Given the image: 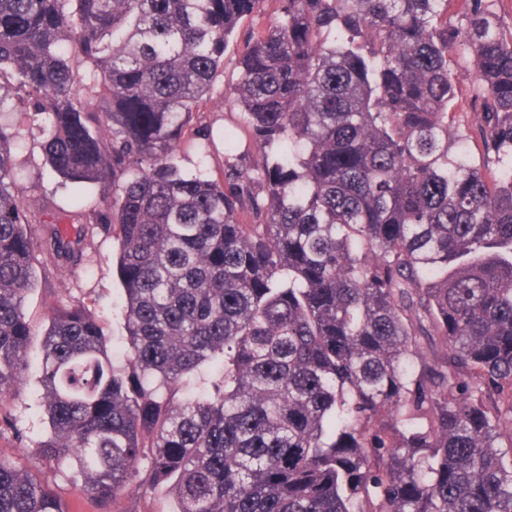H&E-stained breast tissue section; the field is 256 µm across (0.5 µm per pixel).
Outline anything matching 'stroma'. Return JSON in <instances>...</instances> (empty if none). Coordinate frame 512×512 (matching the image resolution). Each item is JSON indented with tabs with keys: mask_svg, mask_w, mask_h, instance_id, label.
I'll use <instances>...</instances> for the list:
<instances>
[{
	"mask_svg": "<svg viewBox=\"0 0 512 512\" xmlns=\"http://www.w3.org/2000/svg\"><path fill=\"white\" fill-rule=\"evenodd\" d=\"M276 11V0H266L260 15L242 21L237 40L226 49L223 75L216 78L196 112L187 119L181 144L176 148V153L186 169L201 170L212 179L221 178L224 164L222 146L211 147L208 156H201L197 144L198 136L201 128L206 125L216 132L223 129L224 117L233 97L230 84L236 77L238 56L249 35L271 23ZM0 119L12 123L19 133L12 157L25 176L26 206L34 219L30 230L35 285L26 296L27 316L38 325L42 323L49 304L56 302L68 306L79 302L103 322L113 344H120L125 334L120 309L123 290L112 265V256L118 247L117 240L101 232L95 233L87 240L86 265L66 277L57 276L53 261L43 250L47 227L40 223L39 217L42 209L48 206L72 209L76 192L71 184L52 175L44 164L39 146V128L47 124V117L29 120L6 112L0 114Z\"/></svg>",
	"mask_w": 512,
	"mask_h": 512,
	"instance_id": "obj_1",
	"label": "stroma"
}]
</instances>
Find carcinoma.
I'll use <instances>...</instances> for the list:
<instances>
[{
	"instance_id": "cac0c4a2",
	"label": "carcinoma",
	"mask_w": 512,
	"mask_h": 512,
	"mask_svg": "<svg viewBox=\"0 0 512 512\" xmlns=\"http://www.w3.org/2000/svg\"><path fill=\"white\" fill-rule=\"evenodd\" d=\"M493 2L450 23L447 0H278L210 180L174 144L264 0H0V113L49 116L45 163L98 187L126 336L118 359L93 313L51 306L33 352L0 123V432L27 441L3 409L34 362L47 423L28 465L0 455V512H69L64 467L98 512L160 484L172 512H512V400L487 406L512 395V31ZM454 57L477 83L456 147ZM74 221L48 214L62 277L85 264ZM203 365L212 389L179 396Z\"/></svg>"
}]
</instances>
